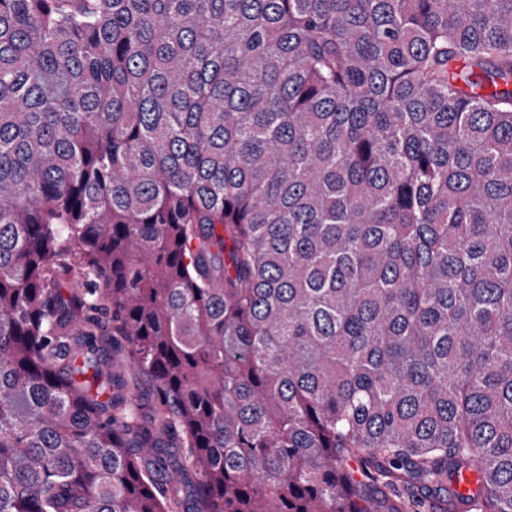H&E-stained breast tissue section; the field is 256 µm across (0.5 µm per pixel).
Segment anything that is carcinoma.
Masks as SVG:
<instances>
[{
	"label": "carcinoma",
	"mask_w": 512,
	"mask_h": 512,
	"mask_svg": "<svg viewBox=\"0 0 512 512\" xmlns=\"http://www.w3.org/2000/svg\"><path fill=\"white\" fill-rule=\"evenodd\" d=\"M423 498L512 512V0H0V512Z\"/></svg>",
	"instance_id": "carcinoma-1"
}]
</instances>
